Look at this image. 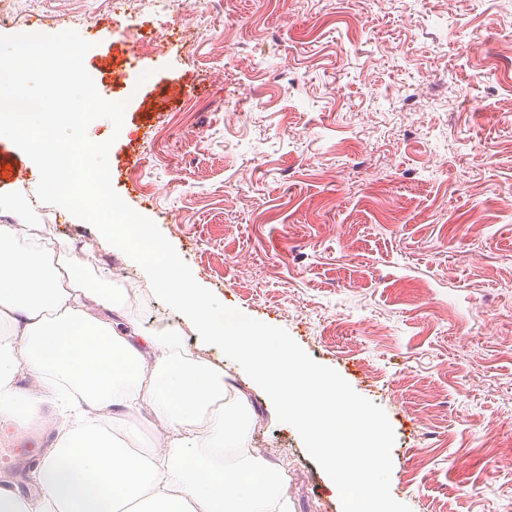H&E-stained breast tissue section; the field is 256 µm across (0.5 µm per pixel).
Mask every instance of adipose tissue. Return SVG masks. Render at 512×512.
I'll return each instance as SVG.
<instances>
[{
  "instance_id": "ef3b65f1",
  "label": "adipose tissue",
  "mask_w": 512,
  "mask_h": 512,
  "mask_svg": "<svg viewBox=\"0 0 512 512\" xmlns=\"http://www.w3.org/2000/svg\"><path fill=\"white\" fill-rule=\"evenodd\" d=\"M126 304L108 270L86 276L67 245L0 225V428L46 406L59 419L27 494L0 480V508L288 512L285 473L247 448V408L224 405V371L177 331L142 333ZM29 377L35 390L21 391ZM117 407L153 415L164 448L127 446Z\"/></svg>"
}]
</instances>
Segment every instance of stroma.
<instances>
[{
    "mask_svg": "<svg viewBox=\"0 0 512 512\" xmlns=\"http://www.w3.org/2000/svg\"><path fill=\"white\" fill-rule=\"evenodd\" d=\"M20 31H77L99 95L126 102L111 182L225 305L286 329L387 414L391 492L411 512H512V0H233L162 53L111 0H39ZM133 60L125 88L112 72ZM0 136V224H41L85 269L131 287L143 333L179 331L228 373L249 446L288 477L290 512H342L328 476L265 392L156 298L141 267L33 194ZM55 438L0 429L25 479Z\"/></svg>",
    "mask_w": 512,
    "mask_h": 512,
    "instance_id": "obj_1",
    "label": "stroma"
}]
</instances>
